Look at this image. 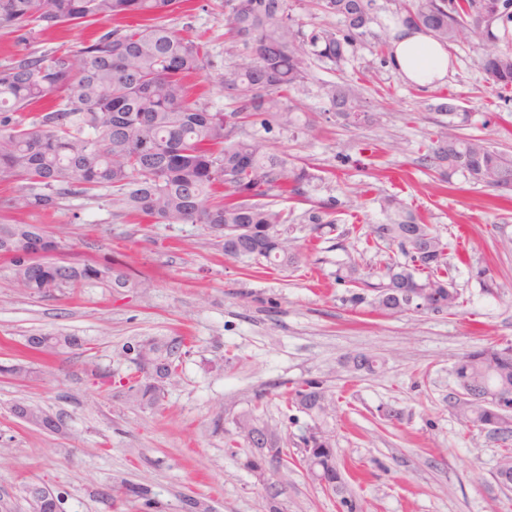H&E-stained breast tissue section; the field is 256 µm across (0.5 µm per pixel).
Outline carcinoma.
Here are the masks:
<instances>
[{"label":"carcinoma","mask_w":512,"mask_h":512,"mask_svg":"<svg viewBox=\"0 0 512 512\" xmlns=\"http://www.w3.org/2000/svg\"><path fill=\"white\" fill-rule=\"evenodd\" d=\"M183 2L0 0L3 29L116 23L75 49L22 53L0 69V184H29L28 191L0 200V209L48 211L66 197L107 189L133 216L157 224L204 225L229 259L279 270L294 267L299 254L289 245L293 228L263 198L287 192L303 196L314 175L242 137L237 127L257 112L267 124L295 125L281 93L303 89L310 55L340 65L370 33L375 0H322L324 12L338 18L339 26L309 34L292 18L288 0H224L226 35L252 53L250 61L224 72L221 85L238 98L230 112L212 111L190 99L191 81L204 71L209 48L208 42L166 23ZM396 16L445 46L468 37L495 44L508 35L512 0H404ZM128 17L140 23L122 24ZM480 66L492 87L512 88V51L488 52ZM323 95L341 125L358 126L354 115L362 111L361 103L347 82L325 85ZM436 110L450 123L469 120L468 113L449 102ZM425 160L446 182L460 175L473 184L512 190V157L477 139L440 133ZM381 210L387 223L372 225L373 247L395 245L410 263L390 257L376 269L354 259L339 265L336 281L355 287L343 302L353 309L366 304L388 316L456 312L460 294L449 275L447 245L402 200L388 196ZM307 227L317 238L337 230L323 204L309 209ZM59 247L57 238L33 224L0 220V256L10 264L12 283L31 295H63L97 283L136 291L151 287L148 278H132L109 258L49 260L47 255ZM375 276L377 283L372 282ZM28 344L50 355L80 349L84 340L49 334L30 338ZM132 350L133 371L122 396L140 409H157L179 375L182 356L189 353L185 339H143ZM450 374L456 387L491 395L486 402L461 407L448 403L455 415L504 443L512 441V342L462 354ZM280 397L287 408L315 421L300 436L306 454L293 464L312 463L321 489L338 497L347 512H356L357 503L345 496L335 444L317 424L331 403L328 389L307 380ZM233 425L235 436L246 442L259 423L247 411Z\"/></svg>","instance_id":"1"}]
</instances>
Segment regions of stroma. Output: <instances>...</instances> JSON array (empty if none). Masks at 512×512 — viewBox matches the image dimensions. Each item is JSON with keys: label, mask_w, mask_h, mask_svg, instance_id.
<instances>
[{"label": "stroma", "mask_w": 512, "mask_h": 512, "mask_svg": "<svg viewBox=\"0 0 512 512\" xmlns=\"http://www.w3.org/2000/svg\"><path fill=\"white\" fill-rule=\"evenodd\" d=\"M376 5L370 35L341 65L308 58L304 91L285 99L296 126H267L256 115L242 131L315 176L306 196L272 200L303 241L296 269H243L204 225L133 217L106 190L21 215V222L63 242V260L108 256L132 275L152 277L153 286L136 293L94 284L40 298L14 287L0 259V369L26 363L36 370L26 382L0 372L5 512H31L30 485L59 494L62 512H187L190 498L209 512H268L273 501L281 512H342L338 499L302 469L255 471L254 449L231 443L233 418L252 410L297 454L311 420L290 414L279 394L306 380L322 381L335 395L323 426L362 512H512V490L493 477L502 443L468 430L448 406L456 358L491 341H512V201L459 177L440 183L424 161L441 130L435 106L450 99L470 114L462 134L512 155V90L502 100L488 86L473 40L450 46L443 84L406 83L381 63L396 4ZM188 7L168 22L210 45L194 92L211 110L230 111L235 99L220 82L225 68L250 51L226 39L224 0H189ZM101 30L98 24L35 30L22 42L0 29V68L17 54L75 47ZM342 78L377 114L374 124L327 121L323 88ZM391 195L448 242L463 301L457 315L387 316L343 305L349 287L336 282V266L351 258L379 263L365 239L371 225L384 223L380 201ZM335 200L342 237L306 241L312 203ZM480 268L494 276V292L476 278ZM48 333L79 336L87 345L51 357L27 348L28 337ZM175 336L193 343L163 404L151 411L118 400L132 369L130 345ZM359 353L377 359L374 374L351 375L347 360ZM18 402L62 419L65 433L16 418L11 407ZM387 409L397 419L386 420Z\"/></svg>", "instance_id": "35a3bbf8"}]
</instances>
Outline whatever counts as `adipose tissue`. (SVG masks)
<instances>
[{"mask_svg":"<svg viewBox=\"0 0 512 512\" xmlns=\"http://www.w3.org/2000/svg\"><path fill=\"white\" fill-rule=\"evenodd\" d=\"M388 65L402 79L421 87L443 82L449 71L444 46L415 26L395 29Z\"/></svg>","mask_w":512,"mask_h":512,"instance_id":"ef3b65f1","label":"adipose tissue"}]
</instances>
